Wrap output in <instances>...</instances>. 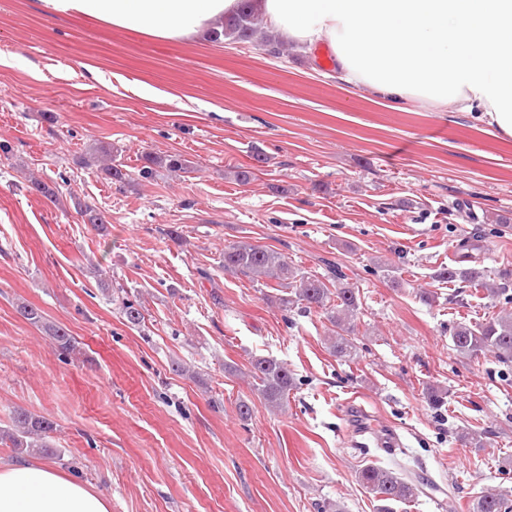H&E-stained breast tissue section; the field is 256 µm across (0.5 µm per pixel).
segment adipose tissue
<instances>
[{
  "label": "adipose tissue",
  "instance_id": "ef3b65f1",
  "mask_svg": "<svg viewBox=\"0 0 512 512\" xmlns=\"http://www.w3.org/2000/svg\"><path fill=\"white\" fill-rule=\"evenodd\" d=\"M47 15L175 44L210 37L241 0H39ZM265 26L378 104L479 111L512 138V0H256ZM0 512H110L106 498L47 463L0 460Z\"/></svg>",
  "mask_w": 512,
  "mask_h": 512
}]
</instances>
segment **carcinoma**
I'll return each instance as SVG.
<instances>
[{
    "instance_id": "cac0c4a2",
    "label": "carcinoma",
    "mask_w": 512,
    "mask_h": 512,
    "mask_svg": "<svg viewBox=\"0 0 512 512\" xmlns=\"http://www.w3.org/2000/svg\"><path fill=\"white\" fill-rule=\"evenodd\" d=\"M226 40L238 44L259 42L268 47L270 53H279L278 44L264 31L262 19L249 10L224 18L222 30L213 32L211 37V41L216 43ZM93 162L111 179L117 182L124 180L122 164L112 161V152L103 149L95 151ZM145 162L142 177L146 179L153 177L158 167L169 172L189 169L188 160L176 153L147 156ZM74 206L84 223L94 227L104 224L103 215L97 208L77 198L74 199ZM223 267L226 272L240 273L256 282L262 279L277 281L279 287L287 290V295L281 299L285 307L299 305L306 311L314 309L322 312L333 327V336L329 337L331 352L342 361L353 359L356 322L360 314L359 291L347 282L338 268L330 267L327 276L301 271L289 265L280 252L249 241L224 246ZM433 280L440 285L448 283L461 288L479 285L486 297L512 303L511 273H504L497 280H489L477 268L446 266L433 274ZM117 301L119 314L126 323L135 328L144 326L145 315L140 305L123 297L117 298ZM16 311L23 319L41 327L60 353L75 351V341L69 331L61 325L46 322L40 309L21 302L17 304ZM448 335L453 350L462 355L472 357L491 353L498 362L512 366V313L482 323L457 322L449 327ZM250 365V377L267 405L272 409L283 407L290 391L296 387L294 373L285 363L269 357H256ZM52 431L53 422L20 409L15 411L12 427L0 429V442L10 444L21 453L33 450L54 456L57 449L49 443V433ZM355 477L377 502L376 512H395L397 504L410 502L421 493L418 480L377 464L361 467ZM472 512H512V495L507 490L486 491L472 504Z\"/></svg>"
}]
</instances>
